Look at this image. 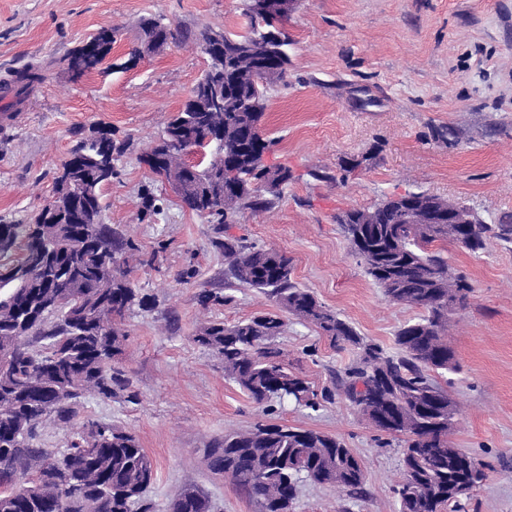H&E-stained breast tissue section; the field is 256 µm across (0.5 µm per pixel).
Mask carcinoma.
<instances>
[{
    "instance_id": "obj_1",
    "label": "carcinoma",
    "mask_w": 512,
    "mask_h": 512,
    "mask_svg": "<svg viewBox=\"0 0 512 512\" xmlns=\"http://www.w3.org/2000/svg\"><path fill=\"white\" fill-rule=\"evenodd\" d=\"M248 30L224 33V71L209 65L193 85L199 94L216 85L224 95L243 103L264 102L270 74L286 77L289 61L265 54L271 38L288 40L283 16L266 14L245 0ZM141 34L161 42H200L210 30L194 36L178 31L156 17L139 22ZM112 29L101 28L67 58L74 67L90 46L110 42ZM41 80L26 70L13 80L20 100ZM265 107L257 112H226L224 124L237 126L240 137L212 142L209 148L224 163H242L240 209L267 210L273 201L256 184L262 180L258 155L273 145L263 133ZM208 135L206 114L178 111L168 117L159 135L140 156L157 151V143L172 138ZM125 144L112 131L97 129L82 137L62 163L54 195L70 193L93 214L103 212V188L118 174ZM190 189L183 204L214 224H228L224 194L233 191L222 170H202L186 178ZM365 273L395 305L421 311L401 326L395 336L400 349L387 354L365 340L339 314L322 305L291 277V260L243 236L227 234L214 242L224 255L227 285L254 289L274 302V309L234 323L213 319L193 341L213 352L224 365V377L257 404L293 401L318 406V394L282 359L276 340L286 329L289 313L315 325L335 346L350 345L359 358L340 389L369 425L401 442L402 472L396 485L398 512H461L462 484L472 489L487 479L475 458L448 439V415L459 413L458 403L440 378L458 371L448 346V303L462 305L472 285L455 274L444 245L454 244L476 254L487 241H512V221L470 225L460 238L448 237V225L430 235L412 232L403 213L380 201L368 209H352L337 217ZM44 251L52 276L34 275L28 263L34 251ZM138 251L136 245L109 224H80L47 203L27 222L0 218V477L10 478L19 466L40 462L37 478L27 483V497L17 501L0 492V512H50L64 501L62 512H153L146 493L155 477V465L136 436L119 427L89 421L72 429L67 448L54 454L34 444L43 423L69 424L75 407L94 395L110 399L129 389V380L112 365L121 352L120 325L136 306H145L127 278L124 265ZM203 307L226 305L232 297L204 290L197 295ZM212 473L224 477L253 498L258 512H292L297 484L331 486L347 495L362 492L365 473L361 460L333 435L291 425L257 424L224 434L205 449ZM170 512H211L209 500L198 490H184Z\"/></svg>"
}]
</instances>
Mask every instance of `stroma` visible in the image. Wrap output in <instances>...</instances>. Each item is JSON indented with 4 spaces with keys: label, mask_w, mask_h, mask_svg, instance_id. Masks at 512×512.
Returning a JSON list of instances; mask_svg holds the SVG:
<instances>
[{
    "label": "stroma",
    "mask_w": 512,
    "mask_h": 512,
    "mask_svg": "<svg viewBox=\"0 0 512 512\" xmlns=\"http://www.w3.org/2000/svg\"><path fill=\"white\" fill-rule=\"evenodd\" d=\"M148 14L194 32L248 28L243 0H0V80L26 69L41 75L22 105L0 111V218L24 219L51 199L82 132L104 125L128 144L103 203L105 223L138 247L128 277L149 299L126 316L115 358L132 393L83 400L73 426L93 420L137 436L156 467L146 493L154 512H169L190 485L213 512H258L204 459L212 441L258 423L334 435L363 463L362 495L304 482L292 512H398L399 441L362 421L336 390L355 349L287 316L278 340L286 364L331 395L312 410L255 403L193 343L208 320L233 323L272 304L243 287L224 306L197 301L224 285L218 227L154 181L140 157L206 58L195 41H180L113 70L137 47V23ZM102 27L116 35L110 64L72 79L68 55ZM284 29L288 76L266 87L264 132L273 142L267 165L292 178L272 209L238 214L229 232L286 254L299 285L396 354V330L419 312L386 299L336 218L419 191L464 202L488 224L512 216V0H299ZM146 186L158 198L151 216L142 212ZM447 256L473 286L451 316L459 370L447 389L460 413L449 438L488 474L466 512H512V241L492 240L479 255L452 246Z\"/></svg>",
    "instance_id": "1"
}]
</instances>
